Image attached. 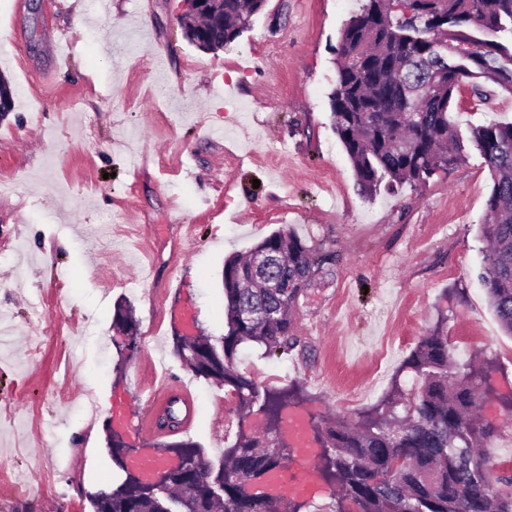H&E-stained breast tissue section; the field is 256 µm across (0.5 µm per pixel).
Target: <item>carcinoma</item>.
<instances>
[{
	"label": "carcinoma",
	"mask_w": 512,
	"mask_h": 512,
	"mask_svg": "<svg viewBox=\"0 0 512 512\" xmlns=\"http://www.w3.org/2000/svg\"><path fill=\"white\" fill-rule=\"evenodd\" d=\"M397 2L363 0L342 29L329 96L333 126L369 196L421 183L464 162L470 147L479 152L493 182L480 278L512 334V123L471 126L464 135L450 109L463 81L477 96L488 83L512 94V0ZM260 7L258 0H224V33L199 21L206 50L234 43ZM335 264V253L308 246L289 229L224 261V335L217 345L208 336L187 340L174 354L194 375L232 388L238 413L259 405L269 425L264 438L239 436L217 466L197 443L177 442L189 466L169 474V495L183 512H299L282 493L243 490L285 471L290 453L277 437L279 412L298 390L262 391L235 364L246 342L270 353L297 346L292 313ZM115 325L136 343L130 308H118ZM404 368L421 380L413 397L395 380L373 413L356 422L338 416L317 430L325 476L359 512H512V474L497 471L494 430L477 417L481 370H456L453 346L438 328L422 337ZM92 498L94 512L167 508L129 476Z\"/></svg>",
	"instance_id": "obj_1"
}]
</instances>
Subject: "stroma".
Returning a JSON list of instances; mask_svg holds the SVG:
<instances>
[{"label": "stroma", "mask_w": 512, "mask_h": 512, "mask_svg": "<svg viewBox=\"0 0 512 512\" xmlns=\"http://www.w3.org/2000/svg\"><path fill=\"white\" fill-rule=\"evenodd\" d=\"M178 0H0V73L14 107L0 118V512H93L91 496L125 477L106 420L140 419L147 362L163 358L196 407L181 439L219 464L238 435L267 428L239 416L232 390L195 376L177 335L225 330L222 269L275 231L293 230L340 259L301 298L300 343L284 355L240 349L237 369L280 372L260 388L302 387L288 409L309 426L360 419L400 380L435 326L458 363L482 367L480 418L512 469V336L478 281L492 188L478 153L417 188L364 196L331 121L333 49L361 0H266L230 48L184 39ZM63 45H56L59 31ZM52 71L55 93L29 83ZM461 127L512 122V95L454 93ZM196 227L186 238L182 225ZM131 305L137 348L114 324ZM347 389L363 391L355 406ZM310 462L315 497L299 512H358Z\"/></svg>", "instance_id": "obj_1"}]
</instances>
